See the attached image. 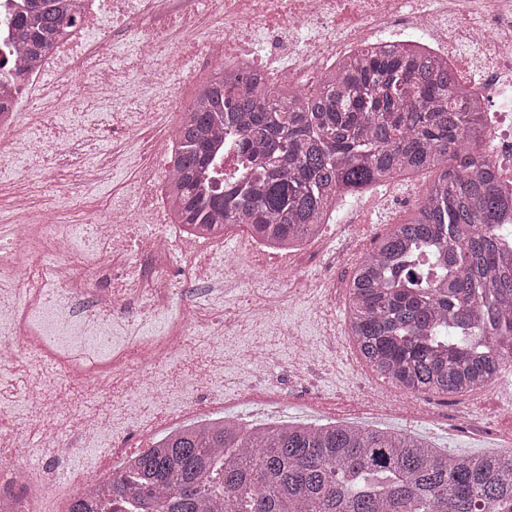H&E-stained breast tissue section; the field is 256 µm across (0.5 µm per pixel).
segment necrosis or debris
I'll return each instance as SVG.
<instances>
[{
  "label": "necrosis or debris",
  "instance_id": "1",
  "mask_svg": "<svg viewBox=\"0 0 512 512\" xmlns=\"http://www.w3.org/2000/svg\"><path fill=\"white\" fill-rule=\"evenodd\" d=\"M75 8L82 22L0 88V161L21 147L32 172H45L68 139L52 117L70 101L80 106L72 120L86 143L114 130L133 139L149 129L155 161L138 172L137 206L112 198L105 221L84 232L61 221L72 197L66 181L49 179L37 207L26 193L14 196L9 232L0 237V366L51 357V367L26 383V413L63 424L72 406L55 392L81 383L89 396L83 432L94 440L113 433V462L129 456L116 432L142 426L139 410L162 412L176 401L191 407L212 396L216 359L246 360L270 373L278 363L273 345L285 333L282 298L300 283L287 264H257L258 240L249 242L251 260L228 263L223 236L175 223L164 199L172 167L161 154L178 106L169 97L147 99L115 69L85 72L87 60L108 55L111 32L133 31L128 69L153 68L165 87L195 60L241 65L268 84L304 91L384 37L423 33L426 50L487 102V151L512 194V109L500 103L512 91V0H181L177 7L171 0H77ZM199 10L213 25L205 36L188 37ZM85 107L97 111L89 125ZM23 116L34 131L20 139ZM246 285L256 288L247 340L238 317L219 322L212 314L225 288ZM161 313L166 328L144 335ZM70 482L68 474L25 461L1 466L0 512H46L50 494Z\"/></svg>",
  "mask_w": 512,
  "mask_h": 512
}]
</instances>
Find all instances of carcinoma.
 <instances>
[{"instance_id": "cac0c4a2", "label": "carcinoma", "mask_w": 512, "mask_h": 512, "mask_svg": "<svg viewBox=\"0 0 512 512\" xmlns=\"http://www.w3.org/2000/svg\"><path fill=\"white\" fill-rule=\"evenodd\" d=\"M65 0H29L13 24L34 60L77 24ZM480 100L446 62L391 43L351 56L303 94L220 68L182 112L165 185L178 224L244 226L269 247L313 241L331 205L378 183L438 176L355 268L350 336L365 364L413 396H470L512 363V198L486 156ZM250 166L208 188L217 148ZM142 512H512V455L450 456L403 433L339 423L176 427L72 499Z\"/></svg>"}]
</instances>
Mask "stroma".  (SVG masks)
Wrapping results in <instances>:
<instances>
[{
    "label": "stroma",
    "mask_w": 512,
    "mask_h": 512,
    "mask_svg": "<svg viewBox=\"0 0 512 512\" xmlns=\"http://www.w3.org/2000/svg\"><path fill=\"white\" fill-rule=\"evenodd\" d=\"M104 154L116 158L112 175L104 183L89 186L86 172ZM148 160L143 145L130 143L117 130L94 144H76L67 148L49 170L52 177L68 179L78 199L77 204L63 208V222L94 223L112 196H137L135 176ZM371 198L368 191L349 198L335 221L324 226L315 244L291 252L270 250L268 258L272 263L292 258L307 287L321 282L340 287L335 303L324 308H317L305 296L295 295L282 310V320L289 331L309 343H322L329 329H336V346L302 363L296 362L290 346H283L278 370L285 376L290 398L277 416L268 414L263 405L245 397V389L259 387L264 374L251 365H244L236 373V382L217 389L220 398L230 404L229 415L240 416L246 426L262 425L276 419L320 425L344 418L359 426L417 434L453 454H512V419L503 413L505 406L512 403V368L502 371L493 385L480 393L478 400L436 398L439 420L435 423L413 421L394 406L383 413L367 414L349 408V401L375 385L388 397L399 394L398 389L360 360L350 336L343 331L346 296L342 289L351 275L350 255L359 245H370L376 235L386 230L385 225L374 221ZM32 371V362L25 359L12 366L0 367V431L21 428L38 443L44 437L43 426L27 422L18 413L24 384Z\"/></svg>",
    "instance_id": "obj_1"
}]
</instances>
